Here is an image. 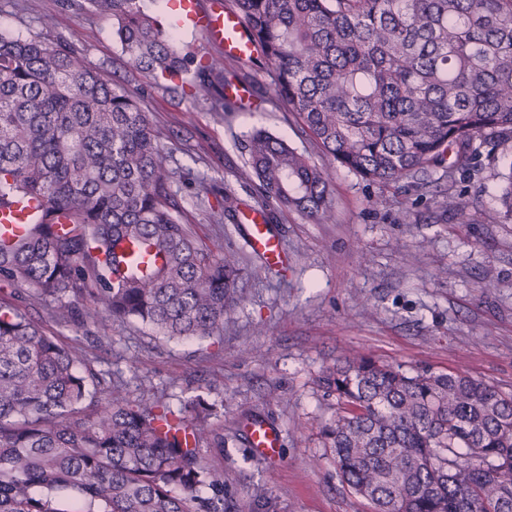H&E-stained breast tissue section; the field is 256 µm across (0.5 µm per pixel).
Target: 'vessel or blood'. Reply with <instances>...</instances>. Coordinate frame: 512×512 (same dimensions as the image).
<instances>
[{"label": "vessel or blood", "mask_w": 512, "mask_h": 512, "mask_svg": "<svg viewBox=\"0 0 512 512\" xmlns=\"http://www.w3.org/2000/svg\"><path fill=\"white\" fill-rule=\"evenodd\" d=\"M181 6L191 27L200 31L210 43L222 47L225 53L244 56L252 51L253 45L235 13L224 10L217 2L204 8L198 0H181ZM34 210L31 204L0 208V239L21 235L25 220ZM244 230L246 243L253 252L262 255L273 265L285 261L286 255L279 244L275 227L266 224L262 216L252 217ZM250 439L256 454L264 459L275 457L281 446L280 432L263 423L252 426Z\"/></svg>", "instance_id": "1"}]
</instances>
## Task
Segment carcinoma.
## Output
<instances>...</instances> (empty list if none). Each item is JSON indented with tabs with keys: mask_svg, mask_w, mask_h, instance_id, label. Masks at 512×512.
Listing matches in <instances>:
<instances>
[{
	"mask_svg": "<svg viewBox=\"0 0 512 512\" xmlns=\"http://www.w3.org/2000/svg\"><path fill=\"white\" fill-rule=\"evenodd\" d=\"M117 21L130 65L192 74L227 103V57L178 48L139 0H88ZM330 165L265 131L247 164L263 202L330 217L333 166L370 181L468 172L512 144V0H224ZM145 112L70 47L0 37V207L42 203L0 243V282L93 330L132 320L168 338L224 335L245 267L184 224ZM501 214L512 219V164ZM336 471L374 512H512V397L454 372L360 354L325 371ZM224 423L196 395L177 412L130 400L77 347L0 301V512H224Z\"/></svg>",
	"mask_w": 512,
	"mask_h": 512,
	"instance_id": "cac0c4a2",
	"label": "carcinoma"
}]
</instances>
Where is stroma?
<instances>
[{
  "mask_svg": "<svg viewBox=\"0 0 512 512\" xmlns=\"http://www.w3.org/2000/svg\"><path fill=\"white\" fill-rule=\"evenodd\" d=\"M115 28L86 0H0V36L70 44L147 113L169 157L183 222L203 242L251 261L239 304L219 338L167 339L116 321L111 342L99 344L76 322L51 321L33 290L0 283V299L17 298L65 342L82 337L92 366L123 383L130 399L176 409L200 394L215 403L224 419V478L244 512H371L344 489L324 446L321 430L337 405L319 378L357 350L407 371L462 372L512 394V221L497 202L507 148L482 147L470 172L442 167L419 187L337 169L331 219L274 211L287 253L281 271L251 254L217 202L229 192L241 213L257 206V181L239 175L252 129L265 128L324 164L306 127L273 101L263 72L266 101L253 112H216L169 80L145 77L129 66ZM462 205L470 213L465 224L457 219ZM255 421L279 429L275 459L255 456L248 437ZM258 487L268 502L254 500Z\"/></svg>",
  "mask_w": 512,
  "mask_h": 512,
  "instance_id": "35a3bbf8",
  "label": "stroma"
}]
</instances>
